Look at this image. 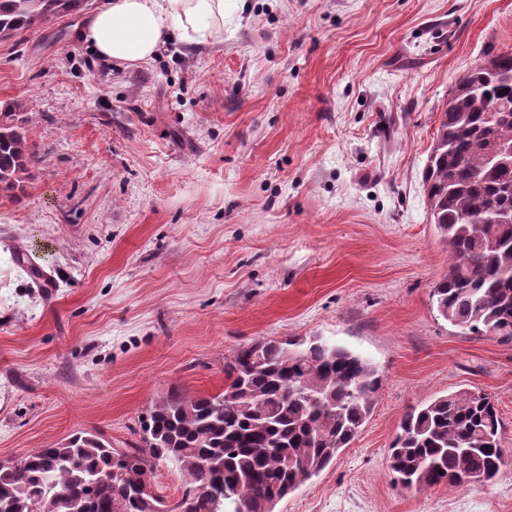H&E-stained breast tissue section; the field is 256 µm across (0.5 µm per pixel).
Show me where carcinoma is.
<instances>
[{"mask_svg":"<svg viewBox=\"0 0 512 512\" xmlns=\"http://www.w3.org/2000/svg\"><path fill=\"white\" fill-rule=\"evenodd\" d=\"M82 6L0 0V38ZM30 137L28 113L1 107L0 193L24 190ZM423 185L450 254L432 290L439 315L465 333L512 340V50L479 60L449 90ZM381 380L369 359L317 336L257 341L225 359L223 391L161 395L129 448L79 432L0 460V512H115L122 502L125 512H171L141 491L161 459L184 477L181 512H274L361 433ZM500 429L487 393L437 397L404 416L390 469L407 487L490 482L505 464Z\"/></svg>","mask_w":512,"mask_h":512,"instance_id":"carcinoma-1","label":"carcinoma"}]
</instances>
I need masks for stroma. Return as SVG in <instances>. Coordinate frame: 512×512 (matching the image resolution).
<instances>
[{
	"instance_id": "obj_1",
	"label": "stroma",
	"mask_w": 512,
	"mask_h": 512,
	"mask_svg": "<svg viewBox=\"0 0 512 512\" xmlns=\"http://www.w3.org/2000/svg\"><path fill=\"white\" fill-rule=\"evenodd\" d=\"M85 18L0 38V105L30 113L37 156L0 196V459L81 430L126 447L169 389L221 392L237 348L319 336L382 384L275 512H512V460L458 490L388 460L412 407L462 388L512 457V341L439 316L422 186L449 89L512 48V0H226L218 41L130 68Z\"/></svg>"
}]
</instances>
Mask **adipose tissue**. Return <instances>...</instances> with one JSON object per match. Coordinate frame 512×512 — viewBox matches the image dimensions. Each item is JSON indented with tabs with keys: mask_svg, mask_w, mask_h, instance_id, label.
Listing matches in <instances>:
<instances>
[{
	"mask_svg": "<svg viewBox=\"0 0 512 512\" xmlns=\"http://www.w3.org/2000/svg\"><path fill=\"white\" fill-rule=\"evenodd\" d=\"M223 30L224 0H106L80 37L102 59L136 67L171 40L205 44Z\"/></svg>",
	"mask_w": 512,
	"mask_h": 512,
	"instance_id": "1",
	"label": "adipose tissue"
}]
</instances>
